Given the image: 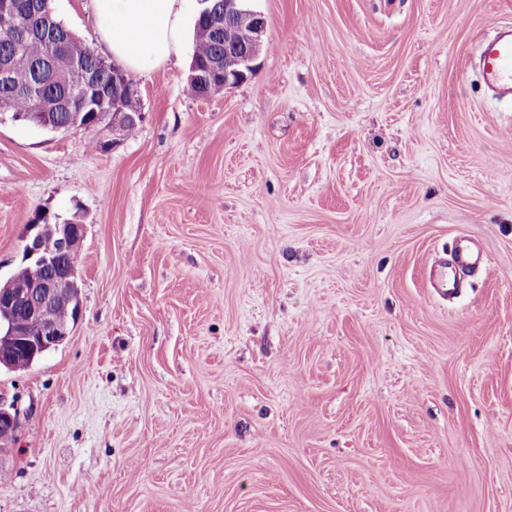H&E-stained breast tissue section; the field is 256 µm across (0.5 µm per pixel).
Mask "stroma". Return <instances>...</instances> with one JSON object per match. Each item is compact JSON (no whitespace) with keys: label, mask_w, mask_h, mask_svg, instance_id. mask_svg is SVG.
Returning <instances> with one entry per match:
<instances>
[{"label":"stroma","mask_w":512,"mask_h":512,"mask_svg":"<svg viewBox=\"0 0 512 512\" xmlns=\"http://www.w3.org/2000/svg\"><path fill=\"white\" fill-rule=\"evenodd\" d=\"M249 5L255 73L134 76L109 151L0 123V278L35 211L87 227L71 335L0 369V512H512V107L467 68L512 0ZM460 236L489 262L440 304Z\"/></svg>","instance_id":"1"}]
</instances>
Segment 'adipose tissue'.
Instances as JSON below:
<instances>
[{"instance_id": "adipose-tissue-1", "label": "adipose tissue", "mask_w": 512, "mask_h": 512, "mask_svg": "<svg viewBox=\"0 0 512 512\" xmlns=\"http://www.w3.org/2000/svg\"><path fill=\"white\" fill-rule=\"evenodd\" d=\"M93 13L113 59L137 75L180 58L195 32L187 0H93Z\"/></svg>"}]
</instances>
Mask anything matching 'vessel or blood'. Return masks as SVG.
I'll list each match as a JSON object with an SVG mask.
<instances>
[{
	"label": "vessel or blood",
	"mask_w": 512,
	"mask_h": 512,
	"mask_svg": "<svg viewBox=\"0 0 512 512\" xmlns=\"http://www.w3.org/2000/svg\"><path fill=\"white\" fill-rule=\"evenodd\" d=\"M472 67L492 100L512 106V24L501 26L493 37L480 39ZM487 260L476 240L456 239L451 249L434 256L429 286L440 297L456 295L462 275L476 273Z\"/></svg>",
	"instance_id": "b4317fda"
}]
</instances>
